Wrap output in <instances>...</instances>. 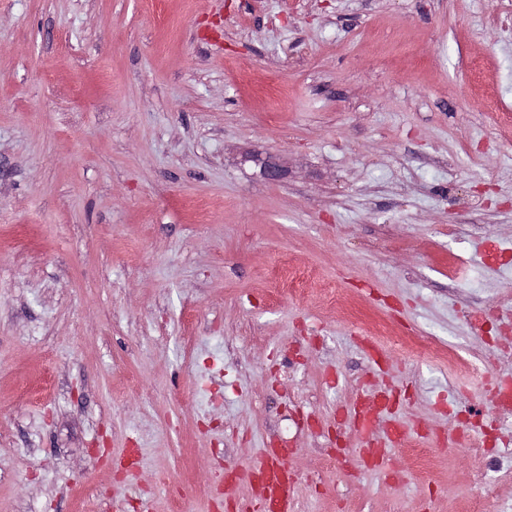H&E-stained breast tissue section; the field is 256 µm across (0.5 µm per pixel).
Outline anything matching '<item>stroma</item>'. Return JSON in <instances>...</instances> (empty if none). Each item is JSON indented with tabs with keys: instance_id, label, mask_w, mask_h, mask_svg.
I'll return each mask as SVG.
<instances>
[{
	"instance_id": "1",
	"label": "stroma",
	"mask_w": 512,
	"mask_h": 512,
	"mask_svg": "<svg viewBox=\"0 0 512 512\" xmlns=\"http://www.w3.org/2000/svg\"><path fill=\"white\" fill-rule=\"evenodd\" d=\"M496 101L499 0H0V512H253L283 447L297 512H462L476 469L512 505V421L456 425L512 380Z\"/></svg>"
}]
</instances>
